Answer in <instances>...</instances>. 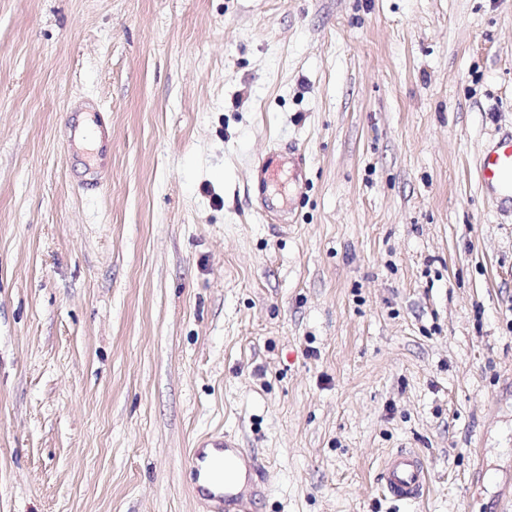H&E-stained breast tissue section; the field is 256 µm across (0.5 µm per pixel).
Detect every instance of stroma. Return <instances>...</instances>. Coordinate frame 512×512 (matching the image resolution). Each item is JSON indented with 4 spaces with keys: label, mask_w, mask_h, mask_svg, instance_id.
I'll return each instance as SVG.
<instances>
[{
    "label": "stroma",
    "mask_w": 512,
    "mask_h": 512,
    "mask_svg": "<svg viewBox=\"0 0 512 512\" xmlns=\"http://www.w3.org/2000/svg\"><path fill=\"white\" fill-rule=\"evenodd\" d=\"M500 125L512 0H0V512H203L187 450L224 432L252 512H503ZM77 109L68 112L65 119L66 134L69 139L75 140L77 136L84 138L87 131L92 128L97 136L101 154L112 149V129L100 112H81ZM85 114L86 119L80 123V115ZM478 174L482 191L498 208L512 211V130L500 133L481 151ZM379 480L392 500L415 503L424 498L428 489L427 465L418 453L400 450L386 456Z\"/></svg>",
    "instance_id": "obj_1"
}]
</instances>
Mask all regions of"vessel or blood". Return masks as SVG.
I'll use <instances>...</instances> for the list:
<instances>
[{
  "mask_svg": "<svg viewBox=\"0 0 512 512\" xmlns=\"http://www.w3.org/2000/svg\"><path fill=\"white\" fill-rule=\"evenodd\" d=\"M65 129L71 139L85 136L87 131H95L100 152L105 153L112 148V129L101 113L90 112L84 116L76 111L67 113ZM478 174L482 191L495 200L498 208L512 211V130L500 133L482 150ZM206 447L224 449V465L230 470L240 467L245 470L243 483L226 480L223 492L216 494L206 488H198L197 496L206 512H250L253 501L266 488L263 471L254 456L229 436H212L204 440L202 448L191 449V471L201 472L204 462L202 450ZM379 480L392 500L415 503L424 498L428 489L427 465L418 453L400 450L386 456Z\"/></svg>",
  "mask_w": 512,
  "mask_h": 512,
  "instance_id": "obj_1",
  "label": "vessel or blood"
}]
</instances>
